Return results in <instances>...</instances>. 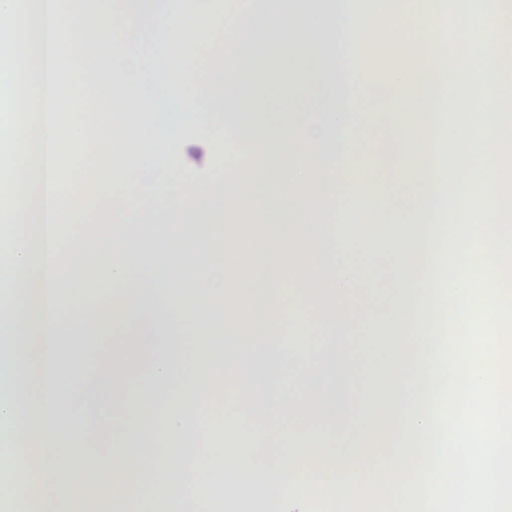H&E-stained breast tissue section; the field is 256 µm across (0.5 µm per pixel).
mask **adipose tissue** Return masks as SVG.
I'll use <instances>...</instances> for the list:
<instances>
[{
    "label": "adipose tissue",
    "instance_id": "1",
    "mask_svg": "<svg viewBox=\"0 0 512 512\" xmlns=\"http://www.w3.org/2000/svg\"><path fill=\"white\" fill-rule=\"evenodd\" d=\"M321 56L314 30H78L72 55L92 96L72 99L70 191L56 205L0 208V512H189L205 473L224 471L239 512L274 450L273 294L321 274V115L295 62L281 110L264 111L255 57ZM181 51L180 82L171 57ZM147 103L129 114L128 98ZM98 102L99 135L86 115ZM275 149L257 146L270 125ZM107 159L92 183L84 159ZM211 175L187 180L188 169ZM265 212L263 223L253 221ZM98 298L87 301L88 288ZM93 343L85 372L63 354ZM191 360H184V352ZM201 400L185 410L186 395ZM96 417L97 490L67 491L63 462ZM127 425L116 436L113 418ZM182 447L166 450L169 439ZM153 477L144 493L140 474Z\"/></svg>",
    "mask_w": 512,
    "mask_h": 512
}]
</instances>
